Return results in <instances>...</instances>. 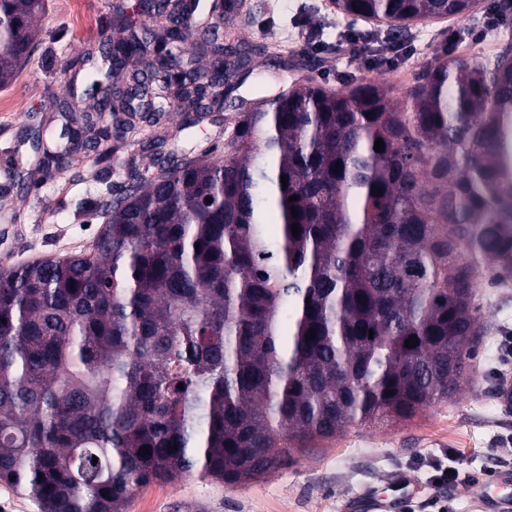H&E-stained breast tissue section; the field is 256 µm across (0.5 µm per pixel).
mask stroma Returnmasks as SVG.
Returning <instances> with one entry per match:
<instances>
[{"label":"stroma","mask_w":512,"mask_h":512,"mask_svg":"<svg viewBox=\"0 0 512 512\" xmlns=\"http://www.w3.org/2000/svg\"><path fill=\"white\" fill-rule=\"evenodd\" d=\"M137 0H48L30 60L14 82L0 89V255L13 263L62 257L95 241L104 222L107 185H121L132 170L147 171L162 156L199 158L223 149L224 111L184 128L183 113L166 112L158 125H143L118 142L110 120L86 129L88 147L74 149L64 176L46 179L25 135L31 122L53 129L84 127L95 101L71 61L97 50L111 33L114 6L132 10ZM240 42L270 43L294 62L276 73L272 57H255L267 75L262 93L282 82L335 86L344 74L399 84L451 42L482 63L512 45V0H476L464 16L414 24L404 45L379 52L364 42L336 49L339 33L364 32V22L337 12L330 0H244L242 14L226 23ZM64 100L67 114L52 103ZM485 336L472 360L473 382L416 418L386 427L355 426L295 463L242 486L190 475L138 489L123 512H342L351 497L382 489L385 476L401 474L419 485V498L437 495L427 477L434 458L452 454L462 471L484 476L512 471V406L498 396L501 350L512 336V287L482 285Z\"/></svg>","instance_id":"35a3bbf8"}]
</instances>
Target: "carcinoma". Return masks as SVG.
Returning a JSON list of instances; mask_svg holds the SVG:
<instances>
[{
    "instance_id": "obj_1",
    "label": "carcinoma",
    "mask_w": 512,
    "mask_h": 512,
    "mask_svg": "<svg viewBox=\"0 0 512 512\" xmlns=\"http://www.w3.org/2000/svg\"><path fill=\"white\" fill-rule=\"evenodd\" d=\"M45 2L0 0V89ZM332 4L393 39L474 0ZM155 16L187 43L170 0ZM143 49L119 39L104 73L77 61L96 116L132 94L205 112L204 88L238 86L266 46L192 55L174 91L165 49L129 68ZM233 109L224 155L135 174L93 251L0 270V481L44 512H123L193 473L238 486L472 383L476 288L512 282V49L485 64L445 46L398 94L345 76Z\"/></svg>"
}]
</instances>
